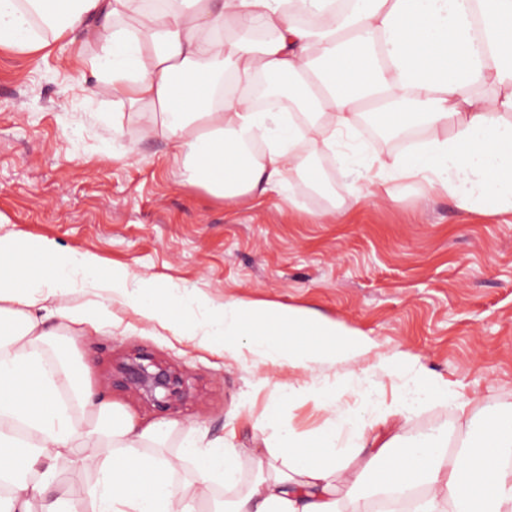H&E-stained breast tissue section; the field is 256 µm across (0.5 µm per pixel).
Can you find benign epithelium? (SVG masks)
Wrapping results in <instances>:
<instances>
[{
  "label": "benign epithelium",
  "mask_w": 512,
  "mask_h": 512,
  "mask_svg": "<svg viewBox=\"0 0 512 512\" xmlns=\"http://www.w3.org/2000/svg\"><path fill=\"white\" fill-rule=\"evenodd\" d=\"M112 383L135 393L161 413L182 403L190 392L186 376L144 350L128 355L113 368Z\"/></svg>",
  "instance_id": "1"
}]
</instances>
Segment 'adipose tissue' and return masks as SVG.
I'll use <instances>...</instances> for the list:
<instances>
[{
  "mask_svg": "<svg viewBox=\"0 0 512 512\" xmlns=\"http://www.w3.org/2000/svg\"><path fill=\"white\" fill-rule=\"evenodd\" d=\"M78 31L97 46L93 70L113 97L149 113L139 138L170 143L182 180L225 202L284 193L288 178L329 155L376 201L413 179L460 209L512 213V122L502 119L512 112V0H353L348 12L335 0H165L159 11L140 0H0L1 47L38 51ZM364 117L408 139L406 150L375 152L357 134ZM77 290L100 297L60 305ZM155 291L127 268L102 272L92 253L0 236V475L34 478L0 497V512H196L214 480L240 481L241 449L194 439L184 454L200 459L198 475L174 482L177 461L156 452L172 424L139 422L80 389L71 406L86 420L74 425L58 374L35 349L67 323L98 328L107 295L231 358L249 351L254 368L299 371L302 383L274 385L272 396L329 412L311 434L279 417L255 424L250 455L274 475L231 512H375L380 494L415 498L413 512H512L511 413L484 408L481 434L454 454L442 431L401 444L420 405H470L416 354L376 355L373 337L303 306L216 305L174 291L163 309ZM343 362L361 369L339 390L370 393L400 374L407 392L365 412L342 407L318 371ZM85 471L98 479L79 499L59 493L64 473Z\"/></svg>",
  "mask_w": 512,
  "mask_h": 512,
  "instance_id": "adipose-tissue-1",
  "label": "adipose tissue"
}]
</instances>
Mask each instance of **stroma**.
Segmentation results:
<instances>
[{
    "mask_svg": "<svg viewBox=\"0 0 512 512\" xmlns=\"http://www.w3.org/2000/svg\"><path fill=\"white\" fill-rule=\"evenodd\" d=\"M93 47L67 39L20 53L0 47V236L19 233L80 252L103 270L125 266L220 302L303 305L375 337L379 350H407L449 389L479 406L512 410V214L467 212L420 185L395 199L356 200L357 175L317 158L312 168L336 193L338 221L316 223L327 194L292 179L289 199L269 194L229 207L181 181L159 140H139L148 116L118 103L91 75ZM121 125L122 134L112 132ZM100 333L78 326L38 351L43 364L74 366L94 397L146 421L175 422L166 457L186 433L208 441L234 433L251 447L255 422L290 420L301 432L328 412L271 397L261 371L217 344L177 336L120 302ZM143 349L185 373L189 398L159 413L112 386V368ZM466 427L455 404L425 405L406 435Z\"/></svg>",
    "mask_w": 512,
    "mask_h": 512,
    "instance_id": "35a3bbf8",
    "label": "stroma"
}]
</instances>
